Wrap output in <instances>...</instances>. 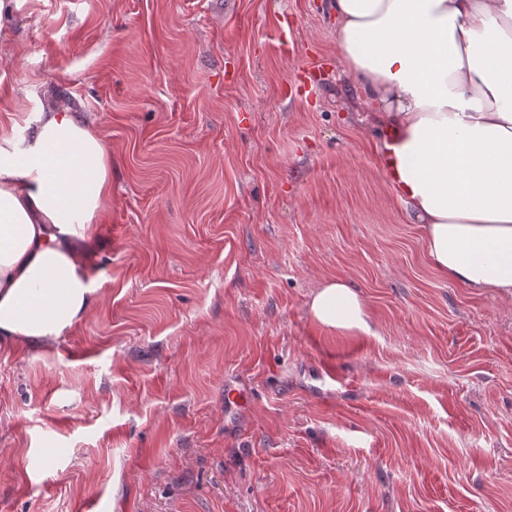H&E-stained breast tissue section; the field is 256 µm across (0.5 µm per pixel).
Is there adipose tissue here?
<instances>
[{
    "instance_id": "ef3b65f1",
    "label": "adipose tissue",
    "mask_w": 512,
    "mask_h": 512,
    "mask_svg": "<svg viewBox=\"0 0 512 512\" xmlns=\"http://www.w3.org/2000/svg\"><path fill=\"white\" fill-rule=\"evenodd\" d=\"M340 62L393 135L397 197L443 278L512 298V0H328ZM100 136L41 113L0 146V344L68 334L96 300V218L112 194ZM319 325L371 332L352 287L323 283Z\"/></svg>"
}]
</instances>
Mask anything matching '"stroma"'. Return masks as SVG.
Masks as SVG:
<instances>
[{"instance_id":"1","label":"stroma","mask_w":512,"mask_h":512,"mask_svg":"<svg viewBox=\"0 0 512 512\" xmlns=\"http://www.w3.org/2000/svg\"><path fill=\"white\" fill-rule=\"evenodd\" d=\"M326 2L13 0L0 139L71 107L112 198L85 319L0 345V512H512V299L431 267ZM310 313L319 325L336 331L370 333V316L360 295L342 281L323 283L312 295Z\"/></svg>"}]
</instances>
